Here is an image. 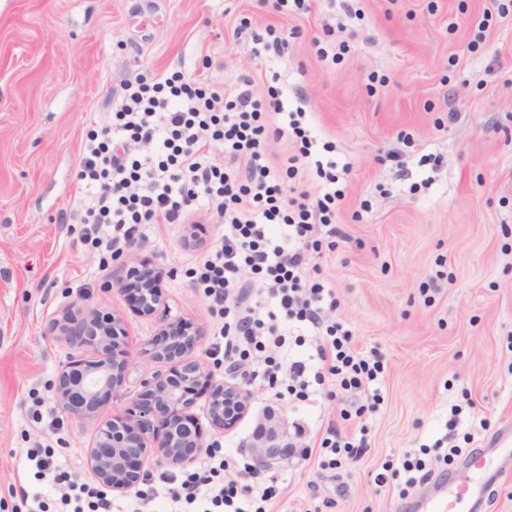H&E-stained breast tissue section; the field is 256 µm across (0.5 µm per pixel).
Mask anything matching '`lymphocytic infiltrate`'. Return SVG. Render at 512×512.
Instances as JSON below:
<instances>
[{"label":"lymphocytic infiltrate","mask_w":512,"mask_h":512,"mask_svg":"<svg viewBox=\"0 0 512 512\" xmlns=\"http://www.w3.org/2000/svg\"><path fill=\"white\" fill-rule=\"evenodd\" d=\"M250 76L239 79L233 98L218 88L193 82L176 70L139 78L126 85L120 109L105 129V138L87 144L79 177L91 189L84 223L107 225L106 249L123 245L142 224H186L189 205L206 194L210 214L224 227L219 246L199 267L194 279L224 315V361L242 384L260 385L274 398H310V384L338 382L341 389L365 391L381 371L380 362L359 356L349 332L327 324L324 303L334 292L311 277V258L323 240L342 237L333 219L336 197L312 196L289 181L297 173L288 165L284 178L272 174L267 117L283 112L276 90L257 96ZM223 141V165L202 162L211 142ZM326 332L315 346L318 367L291 358L288 337L294 324ZM366 439L350 441L329 424L320 441L319 466L341 468L361 457ZM214 464L207 473L181 469L158 476L167 486L166 512L195 505L201 512L233 507L238 499L258 494L264 503L277 495L274 486L253 489L258 470L249 461L209 449ZM26 458L37 476H50L70 512H112L106 492L54 472L52 453L31 448Z\"/></svg>","instance_id":"1"}]
</instances>
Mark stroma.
Instances as JSON below:
<instances>
[{
    "mask_svg": "<svg viewBox=\"0 0 512 512\" xmlns=\"http://www.w3.org/2000/svg\"><path fill=\"white\" fill-rule=\"evenodd\" d=\"M353 6L361 17H347L341 0H307L288 15L273 0H0V512H27L22 493L45 494L25 458L37 446L54 449L58 471L97 485L88 455L98 423L140 401L160 368L146 352L160 324L113 288V257L80 221L89 193L78 179L90 131L111 125L125 84L149 74L180 70L229 99L243 75L262 97L277 84L276 173L295 155L296 187L343 193L336 222L349 238L318 257L319 279L355 349L382 364L378 399L331 383L311 385L302 404L254 388L248 414L226 430L210 426L205 398L192 408L205 445L233 450L269 406L285 425L302 424L313 447L351 411L344 427L367 452L334 471L313 457L261 470L279 491L273 512H305L313 494L330 500L325 512H396L404 452L426 450L439 473L438 439L480 448L512 421V0ZM244 18L289 33L288 56H254L235 34ZM340 43L337 59L318 56ZM299 107L311 131L304 155L287 129ZM321 165L335 183L318 177ZM223 233L220 224L197 240L186 224L137 233L162 272L168 316L199 326L194 354L217 383L227 380L224 319L193 274ZM69 305L120 314L129 332L125 382L91 418L70 416L56 396L59 372L84 355L50 330ZM386 468L394 476L377 486ZM45 503L60 512L58 496Z\"/></svg>",
    "mask_w": 512,
    "mask_h": 512,
    "instance_id": "1",
    "label": "stroma"
}]
</instances>
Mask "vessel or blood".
<instances>
[{"label": "vessel or blood", "mask_w": 512, "mask_h": 512, "mask_svg": "<svg viewBox=\"0 0 512 512\" xmlns=\"http://www.w3.org/2000/svg\"><path fill=\"white\" fill-rule=\"evenodd\" d=\"M468 459L467 467L432 483L412 512H471L483 502L499 475L512 470V423L502 424L486 447L469 452Z\"/></svg>", "instance_id": "vessel-or-blood-1"}]
</instances>
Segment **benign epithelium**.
Listing matches in <instances>:
<instances>
[{
  "label": "benign epithelium",
  "instance_id": "1",
  "mask_svg": "<svg viewBox=\"0 0 512 512\" xmlns=\"http://www.w3.org/2000/svg\"><path fill=\"white\" fill-rule=\"evenodd\" d=\"M145 248L143 240L131 238L116 252L114 258L122 274L112 278V285L131 297L139 313L152 316L162 304V293L155 280L157 270L140 259ZM51 329L87 354L69 361L60 371L56 394L68 414L89 417L125 381L124 360L119 358L128 336L125 321L116 314L104 321L96 309H67ZM198 336L199 328L191 321L166 323L150 346L151 358L171 364L169 371L145 380L142 401L98 426L89 462L99 481L112 492L124 494L133 488L147 460L156 465L190 463L202 448L200 433L183 431L184 422L193 419L190 409L195 390L212 382L201 362L189 356ZM248 410L249 395L241 387L219 384L211 390L208 416L213 426L229 428ZM286 447L283 419L269 410L260 419L248 448L258 463L270 467L286 457Z\"/></svg>",
  "mask_w": 512,
  "mask_h": 512
}]
</instances>
